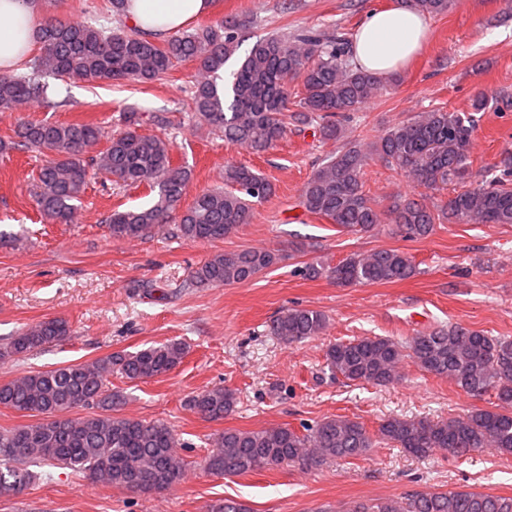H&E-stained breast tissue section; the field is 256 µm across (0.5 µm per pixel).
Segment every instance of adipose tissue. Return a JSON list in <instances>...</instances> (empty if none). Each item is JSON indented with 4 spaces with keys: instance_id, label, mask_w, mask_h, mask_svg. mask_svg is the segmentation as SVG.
<instances>
[{
    "instance_id": "obj_1",
    "label": "adipose tissue",
    "mask_w": 512,
    "mask_h": 512,
    "mask_svg": "<svg viewBox=\"0 0 512 512\" xmlns=\"http://www.w3.org/2000/svg\"><path fill=\"white\" fill-rule=\"evenodd\" d=\"M212 8L213 0H127L125 17L141 36L158 41ZM42 20L34 0H0V72L26 59ZM427 33V16L400 0L368 13L353 38V60L360 69L389 76L423 47Z\"/></svg>"
}]
</instances>
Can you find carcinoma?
<instances>
[{"mask_svg": "<svg viewBox=\"0 0 512 512\" xmlns=\"http://www.w3.org/2000/svg\"><path fill=\"white\" fill-rule=\"evenodd\" d=\"M427 16L448 11L451 0H406ZM251 19L229 15L215 25L173 34L158 43L131 27L115 30L46 19L36 33L40 53L32 73L0 74V112L25 103L48 102L38 73L64 81L161 80L178 63L197 64L190 90L191 117L224 133V139L260 153L271 149L288 126L317 124L319 138L338 144L304 184L299 206L353 234H371L388 222L405 240L430 236L435 224H512V154L485 170L481 185L468 187L447 201L428 206L424 198L400 196L379 209L365 187V168L376 159L417 186L437 189L462 185L470 174V147L480 118L502 109L499 100L479 93L467 112L433 107L391 127L363 147L344 139L345 125L373 97L384 81L351 60L352 40L336 27L272 34L254 43L248 55L221 85L220 73L236 53L239 32ZM123 129L107 138L95 155L88 149L103 137L94 122L20 121L0 151L21 147L49 152L38 171L36 205L48 220L69 224L84 194L90 171L115 182L147 183L157 191L153 204L113 212L107 219L115 240L138 239L170 222L191 182V171L174 163L171 143L138 132L139 112L122 113ZM274 194L273 184L252 168L224 167V185L199 191L182 211L171 236L189 243L216 241L251 223L255 205ZM282 260L265 248L247 247L215 253L191 272L188 286L217 288L249 282ZM309 279L323 276L341 287L403 281L416 274L412 258L398 249L354 253L334 266L313 261L302 268ZM327 318L310 308H290L270 321L268 334L288 346L321 335ZM71 325L50 318L24 327L0 342V360H11L65 341ZM188 354L187 345L171 340L133 353L117 351L89 363L68 364L0 383V407L36 421L0 432V497H16L35 475L32 461L71 469L88 480L141 494L159 493L180 483L185 464L174 430L161 421L120 416L124 396L109 388L112 373L135 380L165 376ZM324 367L347 382L391 386L409 360L421 370L446 378L463 392L493 393V408H475L462 417L431 421L388 417L376 432L355 419L325 417L297 430L278 425L259 430L226 429L213 441L206 470L215 476H239L297 460L319 464L329 459L363 456L380 443H391L417 458L437 452L464 458L484 448L512 455V338L489 336L462 324L420 331L404 340L364 336L328 345ZM234 390L216 386L188 402V409L208 421L231 415ZM85 408L92 413L69 417ZM207 512H250L244 503L218 499ZM345 512H512V496L455 488L411 492L397 499L352 502Z\"/></svg>", "mask_w": 512, "mask_h": 512, "instance_id": "obj_1", "label": "carcinoma"}]
</instances>
